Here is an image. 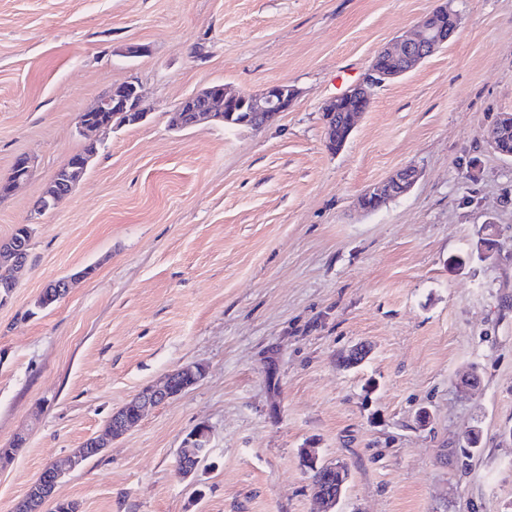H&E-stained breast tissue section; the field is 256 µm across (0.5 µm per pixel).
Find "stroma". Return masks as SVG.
I'll return each mask as SVG.
<instances>
[{
	"label": "stroma",
	"mask_w": 512,
	"mask_h": 512,
	"mask_svg": "<svg viewBox=\"0 0 512 512\" xmlns=\"http://www.w3.org/2000/svg\"><path fill=\"white\" fill-rule=\"evenodd\" d=\"M443 0H0V240L33 227L0 306V512L171 370L204 377L150 410L56 489L80 512H320L302 462H340L336 512H512V160L486 144L512 111V0H453L461 24L374 87L346 145L323 105ZM142 53H133V46ZM136 81L146 118L101 132L75 191L36 210L85 139L77 118ZM285 82L259 129L175 130L183 98ZM421 176L375 212L358 198ZM498 248L477 249L486 222ZM79 281L51 308V281ZM364 342L358 367L340 351ZM477 371L479 385L458 386ZM430 422L420 426L419 410ZM207 427L182 478L178 453ZM471 458L455 449L472 428ZM419 178L415 167L406 166L397 170L382 183L369 187L360 196L359 207L364 211L377 210L390 201L408 193ZM371 203L369 204V201ZM209 445V431L205 428V435L203 438L198 437L196 434L188 436L180 448L181 453L184 455L183 470L180 475L183 478H188L195 473L199 462L202 457L206 455Z\"/></svg>",
	"instance_id": "stroma-1"
}]
</instances>
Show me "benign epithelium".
<instances>
[{"label":"benign epithelium","instance_id":"benign-epithelium-1","mask_svg":"<svg viewBox=\"0 0 512 512\" xmlns=\"http://www.w3.org/2000/svg\"><path fill=\"white\" fill-rule=\"evenodd\" d=\"M440 21L432 22L433 15L425 16L411 36H401L389 43L381 53L400 58L403 69L394 68L382 70L371 69L369 79L344 94L357 102L362 109H368L372 100V88L379 83L396 79L419 65L430 56L436 48L448 41L457 29L460 18L457 11L445 3L437 8ZM300 96V91L288 83L269 84L258 93L233 91L222 83H213L197 93L182 99L176 104V111L184 113L185 120L174 123L176 128H188L209 120L217 123L224 122V113L246 110L253 113L256 121L252 128L260 129L267 125L277 114L289 111ZM144 96L140 85L135 81H127L112 87L104 97L98 99L90 108L79 113L78 127L81 132H98L112 127V123H100L91 120L92 112H111L113 118L135 124L143 121L147 115L143 106ZM512 133V113L500 116L497 127L484 135L489 148L503 158H512V150L508 147V136ZM94 154L89 153L81 158L67 171L63 182H52L40 197L38 208L46 211L54 207L59 199L69 195L87 172ZM30 176V159L18 157L13 166L11 180L6 184L7 193L15 189ZM419 178V172L412 166L397 170L382 183L369 187L360 196L359 207L364 211L377 210L390 201L408 193ZM0 255L13 268H24L28 261L27 244H20L10 239L0 242ZM186 378L197 383L203 377V369L198 365H186L168 374L160 386L149 385L139 391L130 403L112 413L107 427V435L111 438L125 434L131 426L129 414L142 416L143 413L168 399L179 395L176 381ZM209 445V435L199 437L195 434L187 437L183 447V470L180 475L184 478L195 473L202 457L206 455ZM105 446L102 438L89 439L83 448L68 458L66 465L47 467L37 482L29 489L26 496L18 501L13 512H41L43 506L53 498L58 481L68 472L79 468L82 459L90 451ZM328 478L333 480L334 488L328 490L321 485L313 486L314 494L323 502L332 505L339 498V493L345 483V467L336 462L324 465Z\"/></svg>","mask_w":512,"mask_h":512}]
</instances>
